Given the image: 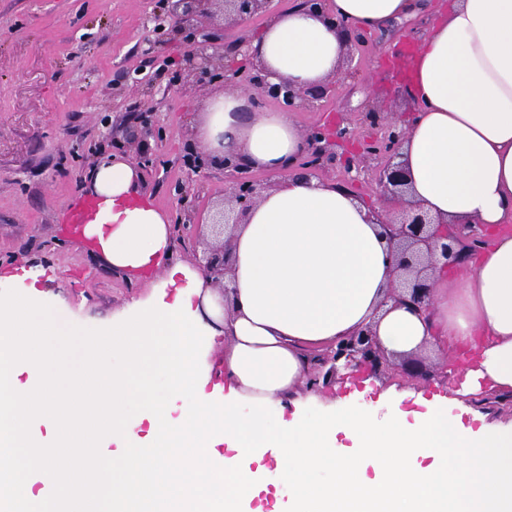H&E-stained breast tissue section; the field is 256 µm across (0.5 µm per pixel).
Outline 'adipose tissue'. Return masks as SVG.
Masks as SVG:
<instances>
[{
    "mask_svg": "<svg viewBox=\"0 0 512 512\" xmlns=\"http://www.w3.org/2000/svg\"><path fill=\"white\" fill-rule=\"evenodd\" d=\"M326 9L372 31L427 5L328 0ZM323 16L299 5L278 13L251 56L297 85L326 82L349 42ZM405 69L408 199L444 223L477 222L488 238L437 263L428 311L389 297L396 269L379 208L294 172L303 136L293 113L249 114L242 91L215 94L192 127L197 140L274 180L231 232L230 296L177 256L135 162L110 157L87 174L98 209L76 237L112 270L154 277L157 294L102 333L111 358L99 388L59 368L83 347L82 325L37 308L33 284L27 304L0 299V473L13 512H62L68 469L94 471L97 512H156L160 501L166 512H266L267 494L289 512H512V435L463 426L436 405L406 410L402 393L381 421L369 406L303 410L318 396L313 356L365 327L392 358L463 356L459 396H512V234L498 230L512 223V0H440ZM219 345L223 358L209 362ZM31 347L38 399L17 362ZM215 375L218 393L208 389ZM36 420L60 441L35 443ZM102 442L115 452L101 455Z\"/></svg>",
    "mask_w": 512,
    "mask_h": 512,
    "instance_id": "ef3b65f1",
    "label": "adipose tissue"
}]
</instances>
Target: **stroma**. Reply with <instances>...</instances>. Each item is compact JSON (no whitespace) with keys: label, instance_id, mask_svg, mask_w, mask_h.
Instances as JSON below:
<instances>
[{"label":"stroma","instance_id":"obj_1","mask_svg":"<svg viewBox=\"0 0 512 512\" xmlns=\"http://www.w3.org/2000/svg\"><path fill=\"white\" fill-rule=\"evenodd\" d=\"M161 6L162 0H0V297L22 295L20 274L36 276L40 304L87 331L83 351L60 366L79 371L91 388L106 356L100 332L132 299L152 291L150 281L112 271L58 229L64 211L84 199L88 170L111 154L107 135H121L132 107L156 114L165 133L150 143L157 163L142 170L140 187L172 217L180 209L175 185L191 194L201 225L190 229L192 243L177 247L181 258L204 249L211 217L224 204L223 171L195 173L182 162L184 140L213 87L164 92L123 84L126 73L150 67L144 49ZM368 38L372 53L350 50L327 97L296 113L301 130H332L342 119L362 140L372 134L362 121L369 109L411 111L401 68L387 52L393 32ZM405 366L397 377L339 371L308 408L329 415L346 399L373 405L381 419L388 412L381 394L447 396L443 358L417 355Z\"/></svg>","mask_w":512,"mask_h":512}]
</instances>
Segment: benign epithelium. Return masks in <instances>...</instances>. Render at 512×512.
Returning a JSON list of instances; mask_svg holds the SVG:
<instances>
[{"label":"benign epithelium","instance_id":"1","mask_svg":"<svg viewBox=\"0 0 512 512\" xmlns=\"http://www.w3.org/2000/svg\"><path fill=\"white\" fill-rule=\"evenodd\" d=\"M274 0H163V10L154 16L153 35L146 54L152 56L159 69L152 74L138 70L136 84L144 83L155 87L168 79L167 86L199 88L222 83L249 93V101L254 112H264L274 104L291 112L314 106L323 99V91L317 87H298L285 78L271 81V73L265 65L254 62L247 69H232L224 62L219 52L218 35L212 31L210 22L216 14H221L224 23L241 25L257 15H272ZM336 30L346 32L350 44L362 46L366 42L365 33L354 29L341 17H330ZM169 40H176L185 46V53L179 67L166 69L160 62L158 48ZM364 120L376 130L374 136L364 141L361 156L356 161L351 156L339 158L332 149L329 134L321 128L305 135L303 149L295 169L305 172L312 168H329L341 163L346 173L370 171L371 182L375 184L379 200L394 205L387 214L385 227L388 239L396 258V269L408 273V277L393 287V295L408 305L416 313L426 309L433 288L428 271L433 268L436 257L446 262L457 258L454 243L464 236L477 249L484 243L477 225H464L443 232L433 231L435 220L418 205L403 201L406 172L400 161V148L406 138L405 125L390 118L388 114L370 109ZM158 135L152 114L133 112L125 136L112 137V155L125 156L128 149H138V164L144 168L153 166L155 158L145 146L147 138ZM183 163L193 171L201 172L209 168H221L228 177L229 185L224 190V201L230 206L224 210L216 225L226 228L241 222L245 214L258 202L268 187L258 183L253 168L240 156L229 153L216 156L201 149L191 139L186 140ZM184 202V219L173 225L176 239L184 237L191 223L195 221L192 201L189 195H180ZM230 264L229 243L221 242L212 248L203 260L196 263L201 273L212 282L224 279ZM391 360L378 345L373 332L366 328L336 344L317 359V365L329 369L321 377L330 383L329 375L338 371L367 367L374 372L389 368Z\"/></svg>","mask_w":512,"mask_h":512}]
</instances>
